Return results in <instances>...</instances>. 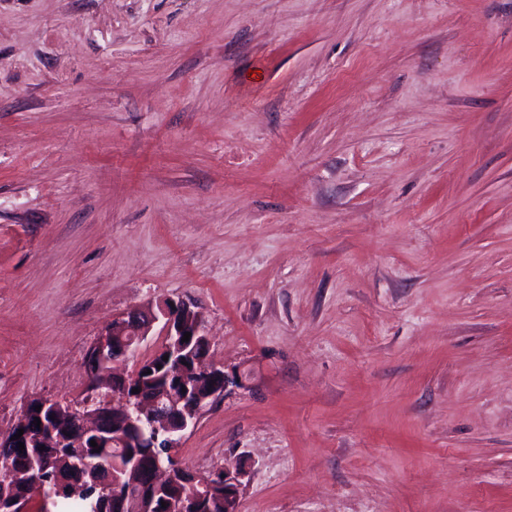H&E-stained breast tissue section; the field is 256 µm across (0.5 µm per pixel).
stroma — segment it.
<instances>
[{
  "instance_id": "35a3bbf8",
  "label": "stroma",
  "mask_w": 512,
  "mask_h": 512,
  "mask_svg": "<svg viewBox=\"0 0 512 512\" xmlns=\"http://www.w3.org/2000/svg\"><path fill=\"white\" fill-rule=\"evenodd\" d=\"M164 298L239 512H512V0H0V436Z\"/></svg>"
}]
</instances>
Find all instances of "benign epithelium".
Segmentation results:
<instances>
[{
    "instance_id": "obj_1",
    "label": "benign epithelium",
    "mask_w": 512,
    "mask_h": 512,
    "mask_svg": "<svg viewBox=\"0 0 512 512\" xmlns=\"http://www.w3.org/2000/svg\"><path fill=\"white\" fill-rule=\"evenodd\" d=\"M156 327L164 336L162 345L155 351L157 355L171 352L178 338L187 332L204 343L208 342L200 311L183 302L162 300L152 306L131 309L114 319L112 327L94 342L93 350L105 366L127 361L137 355L146 336ZM195 364L191 374L180 375L170 387L147 395L140 391L130 399H116L109 405H88L76 412L72 421L92 430L110 426L116 430L112 434V443L133 445L135 441L124 432L135 429L134 415L145 414L149 418L153 440L162 438L172 447L176 438L196 425L211 401L224 396L226 385L242 384L241 377H228L224 371L210 366L205 357L195 361ZM56 433L57 419H43L36 440L61 448L67 441L56 436ZM12 442L10 435L0 437V470L10 474L13 473V463L8 447ZM250 472L251 464L248 462L242 468L224 469V486L242 485ZM170 477L175 479L177 474L158 466L126 486L119 480L104 481L99 483L98 489L114 500L122 512H150L148 500L142 497L143 484L157 488Z\"/></svg>"
}]
</instances>
